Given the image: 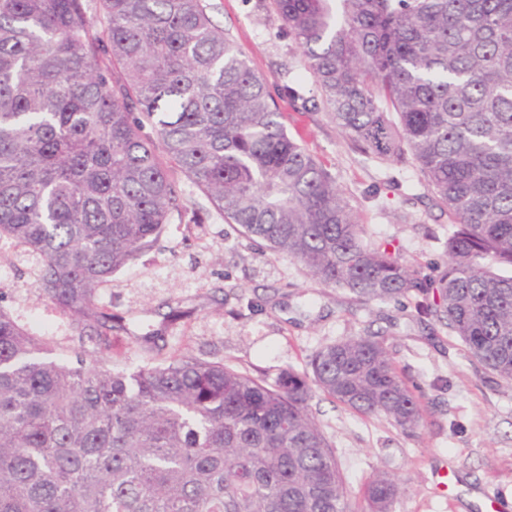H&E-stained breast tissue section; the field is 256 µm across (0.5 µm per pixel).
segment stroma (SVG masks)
Wrapping results in <instances>:
<instances>
[{
  "mask_svg": "<svg viewBox=\"0 0 512 512\" xmlns=\"http://www.w3.org/2000/svg\"><path fill=\"white\" fill-rule=\"evenodd\" d=\"M208 2L214 22L273 92L296 83L312 92L301 52L268 0ZM281 109L289 135L304 140L352 197L368 236L391 243L419 279L432 280L447 260L449 221L417 167L361 155L324 112L301 111L286 99ZM173 177L198 223L173 217L155 247L100 291L103 304L129 318L130 335L158 328V307L178 303L187 316L168 326V351L271 377L306 369L322 346L373 336L421 402L424 420L404 432L315 393L311 408L350 505L360 504L369 477L383 474L399 487L391 512H512V386L472 361L445 326L420 318L414 295L365 302L323 287L298 262L226 223L181 172ZM36 270L33 256L0 240V305L29 332L71 347V321L39 294Z\"/></svg>",
  "mask_w": 512,
  "mask_h": 512,
  "instance_id": "1",
  "label": "stroma"
}]
</instances>
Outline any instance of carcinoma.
I'll return each mask as SVG.
<instances>
[{
	"label": "carcinoma",
	"instance_id": "cac0c4a2",
	"mask_svg": "<svg viewBox=\"0 0 512 512\" xmlns=\"http://www.w3.org/2000/svg\"><path fill=\"white\" fill-rule=\"evenodd\" d=\"M324 110L361 154L412 163L448 212L437 280L367 236L205 0H0V239L35 255L74 359L0 306V512H350L310 401L415 431L382 342L321 347L274 380L191 353L114 370L124 317L97 301L183 193L163 152L248 237L326 288L414 293L419 314L512 384V0H269ZM150 126L155 136L143 132ZM398 493L371 477L361 512Z\"/></svg>",
	"mask_w": 512,
	"mask_h": 512
}]
</instances>
